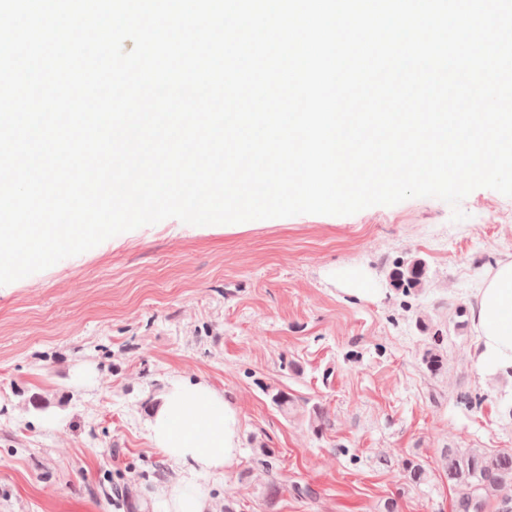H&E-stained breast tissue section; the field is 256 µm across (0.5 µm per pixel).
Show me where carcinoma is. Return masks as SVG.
Masks as SVG:
<instances>
[{"mask_svg":"<svg viewBox=\"0 0 512 512\" xmlns=\"http://www.w3.org/2000/svg\"><path fill=\"white\" fill-rule=\"evenodd\" d=\"M393 287L401 288L409 295L425 287L427 270L420 260L400 264L389 274ZM417 329L427 339L422 363L426 372L432 376L441 374L447 365L443 343L447 331L438 324L424 319L416 321ZM272 402L285 414L302 411L308 416L311 426L322 429L326 413L317 404H300L293 396L283 390L270 392ZM443 466L448 482L456 491L454 512H512V496L502 491L512 487V452H486L477 448H449L443 454ZM404 470L410 484L418 486L429 479L428 471L411 460L405 462Z\"/></svg>","mask_w":512,"mask_h":512,"instance_id":"1","label":"carcinoma"}]
</instances>
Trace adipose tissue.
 <instances>
[{
  "label": "adipose tissue",
  "mask_w": 512,
  "mask_h": 512,
  "mask_svg": "<svg viewBox=\"0 0 512 512\" xmlns=\"http://www.w3.org/2000/svg\"><path fill=\"white\" fill-rule=\"evenodd\" d=\"M480 332L474 363L479 371L512 367V260L499 263L472 308ZM240 415L234 402L204 381L177 382L150 423L152 445L182 476L163 488L165 512H211L207 481H219L239 453Z\"/></svg>",
  "instance_id": "obj_1"
}]
</instances>
